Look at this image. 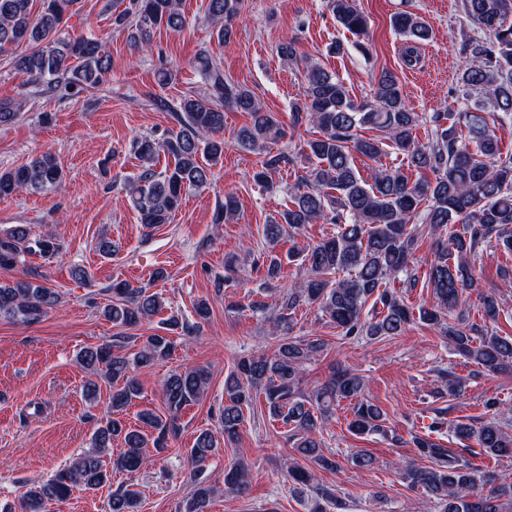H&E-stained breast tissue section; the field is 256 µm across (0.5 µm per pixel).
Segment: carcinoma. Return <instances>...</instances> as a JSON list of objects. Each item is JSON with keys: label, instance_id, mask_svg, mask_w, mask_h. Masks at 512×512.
<instances>
[{"label": "carcinoma", "instance_id": "cac0c4a2", "mask_svg": "<svg viewBox=\"0 0 512 512\" xmlns=\"http://www.w3.org/2000/svg\"><path fill=\"white\" fill-rule=\"evenodd\" d=\"M79 0H0V55L9 57L13 70L27 77V84L44 94L71 95L74 90L100 86L111 72V57L93 35L62 36L64 17ZM336 22L351 34L367 33L368 22L356 0H325ZM242 0H208L206 8L217 38L225 41L233 33ZM463 8L481 36L465 46L466 60L460 72L462 103L457 112H434L426 117L409 107L398 78L383 70L376 79L370 99L358 102L335 74L320 63L303 61L301 98L291 106L295 126L311 124L318 135L300 145L298 152L311 166L305 188L290 192L288 207L263 225V236L276 248L284 226L301 230L307 224L336 225V233L304 249L288 250L287 259L302 261L305 280L282 297L276 327L289 329V313L304 303L316 304L326 319L346 338L377 340L401 335L418 321L437 327L448 344L467 362L486 375L512 371V337L499 336L487 325L466 324L458 312L462 297L476 286L469 257L478 246L492 240L512 251V156L504 159L497 137L485 117L489 108L512 121V0H463ZM127 31L130 45L151 47L154 30L164 27L179 32L186 17L181 0H129V7L114 17ZM394 31L405 40L404 63L417 64L418 45L429 40L431 27L416 15L400 11L391 20ZM196 68L205 88L186 95L176 105L157 99V109L174 113L178 131L159 144L144 138L134 143L141 162L139 174L125 183L140 221L151 228L167 224L182 204L183 192L202 189L211 183L212 169L224 158V110L245 112L250 124L236 133L238 146L259 158L254 180L275 190L272 175L294 163L287 151L274 148L285 136L272 113L263 109L254 93L224 77V68L207 53L196 58ZM30 102L26 94L12 102L0 101V125L18 119ZM431 124L428 141L420 143L413 133ZM362 128L380 135L360 136ZM475 144L470 150L467 142ZM393 152L401 156L396 167H378L364 179L354 164V155L374 162ZM173 158L161 172L154 170L160 153ZM430 172L433 178L422 176ZM421 177L413 180L408 173ZM63 169L47 151L12 169H0V196L23 191H51L61 186ZM239 201L224 195L215 223L235 220ZM460 224L457 232L451 225ZM446 237L441 253L430 265L428 285L433 303L414 309L405 302L394 283L405 276L417 239L423 234ZM59 249L53 238L32 239L27 227L17 224L0 231V269L10 270L25 263L34 253L53 254ZM268 280L277 279L282 258L271 252L262 261ZM344 273L346 277L335 278ZM116 301L104 315L116 326H135L162 309L159 295L123 283L112 286ZM60 301L57 290L25 279L0 283V317L26 324L42 320ZM483 316L498 318L500 299L493 291L480 292ZM457 321L451 322V314ZM173 341L155 333L143 348L129 358L111 345L88 347L78 360L93 375L112 383L111 416L99 427L91 450L57 471L47 481L24 494L22 512H45L50 502H62L73 489L94 490L106 485L112 474L133 473L148 447L143 427L158 431L153 440L156 452L166 451V435L177 430L179 414L199 401L209 384L205 367H185L170 374L162 392L168 413L164 419L150 410L138 414L133 427L120 418L141 387L132 372L167 357ZM323 343L285 336L271 354L261 352L240 360L224 379V405L217 418L224 440L235 441L244 422V408L253 394H264L271 415L289 427L296 452L323 469L336 462L322 450L318 431L333 416L336 403L352 405L348 430L356 435H381L388 431L382 410L364 396L365 382L348 368H339L308 399L297 391L302 363L322 350ZM499 411L477 424L448 422L440 411L414 437L418 455L431 460L428 468L408 466L405 480L433 499L440 512H512V481L479 468L464 450L445 448L434 435L448 432L459 441L474 440L490 457L512 458V419ZM123 451L105 460L114 441ZM218 452V441L202 430L190 448V462L199 468ZM294 493L310 499L313 512H326L338 504L334 489L314 483L313 475L296 462L288 465ZM195 486L180 512H209L215 489L193 475ZM249 484V470L237 465L224 472V491L242 493ZM110 512H136L134 491L112 494Z\"/></svg>", "mask_w": 512, "mask_h": 512}]
</instances>
